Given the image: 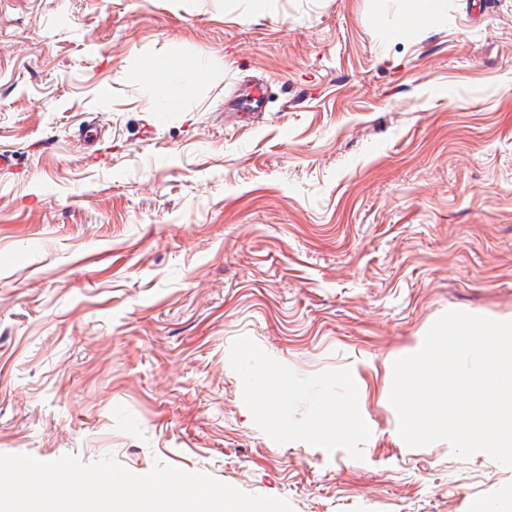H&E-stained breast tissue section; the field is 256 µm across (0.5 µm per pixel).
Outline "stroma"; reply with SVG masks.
<instances>
[{
  "label": "stroma",
  "mask_w": 512,
  "mask_h": 512,
  "mask_svg": "<svg viewBox=\"0 0 512 512\" xmlns=\"http://www.w3.org/2000/svg\"><path fill=\"white\" fill-rule=\"evenodd\" d=\"M438 12L400 38L406 0H0V454L159 461L294 512L512 488L408 447L389 401L445 312L512 321V0Z\"/></svg>",
  "instance_id": "35a3bbf8"
}]
</instances>
